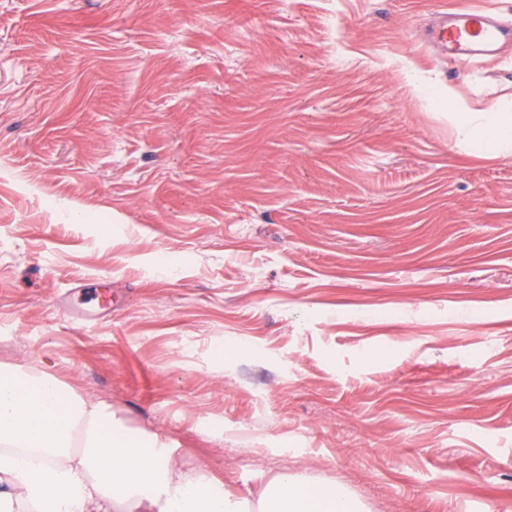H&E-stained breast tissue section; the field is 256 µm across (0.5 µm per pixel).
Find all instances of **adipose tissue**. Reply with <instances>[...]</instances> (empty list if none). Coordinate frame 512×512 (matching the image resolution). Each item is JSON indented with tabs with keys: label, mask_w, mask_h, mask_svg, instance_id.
I'll use <instances>...</instances> for the list:
<instances>
[{
	"label": "adipose tissue",
	"mask_w": 512,
	"mask_h": 512,
	"mask_svg": "<svg viewBox=\"0 0 512 512\" xmlns=\"http://www.w3.org/2000/svg\"><path fill=\"white\" fill-rule=\"evenodd\" d=\"M256 512H366L336 482L270 478ZM0 512H246L204 466L53 376L0 367Z\"/></svg>",
	"instance_id": "1"
}]
</instances>
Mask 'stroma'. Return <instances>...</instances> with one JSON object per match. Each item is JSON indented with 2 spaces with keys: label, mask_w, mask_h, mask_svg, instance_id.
<instances>
[{
  "label": "stroma",
  "mask_w": 512,
  "mask_h": 512,
  "mask_svg": "<svg viewBox=\"0 0 512 512\" xmlns=\"http://www.w3.org/2000/svg\"><path fill=\"white\" fill-rule=\"evenodd\" d=\"M512 0H0V364L238 496L512 512ZM236 346L216 362L217 345ZM427 42L448 57V62L498 55L512 44V23L478 7L441 12L426 33ZM482 126L485 129L484 136L479 142L477 150L509 158L512 145V123H504L499 112H484ZM505 145L507 148L504 147Z\"/></svg>",
  "instance_id": "obj_1"
}]
</instances>
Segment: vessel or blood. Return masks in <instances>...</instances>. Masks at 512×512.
Instances as JSON below:
<instances>
[{
  "instance_id": "obj_1",
  "label": "vessel or blood",
  "mask_w": 512,
  "mask_h": 512,
  "mask_svg": "<svg viewBox=\"0 0 512 512\" xmlns=\"http://www.w3.org/2000/svg\"><path fill=\"white\" fill-rule=\"evenodd\" d=\"M426 36L428 43L449 61L490 58L512 44V23L491 11L465 7L441 13Z\"/></svg>"
}]
</instances>
